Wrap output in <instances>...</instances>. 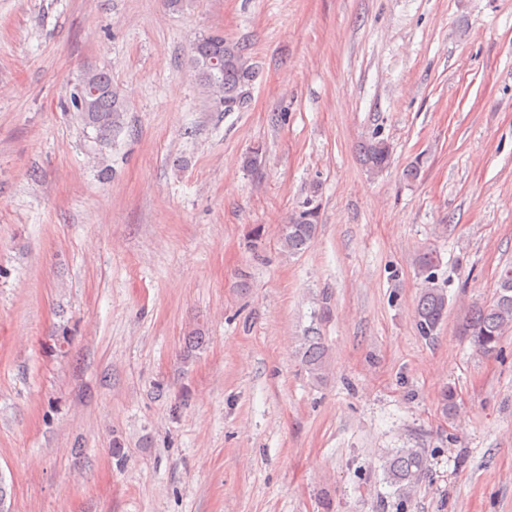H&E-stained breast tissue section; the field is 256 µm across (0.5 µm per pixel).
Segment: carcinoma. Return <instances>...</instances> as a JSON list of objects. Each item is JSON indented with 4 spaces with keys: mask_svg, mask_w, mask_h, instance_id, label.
Instances as JSON below:
<instances>
[{
    "mask_svg": "<svg viewBox=\"0 0 512 512\" xmlns=\"http://www.w3.org/2000/svg\"><path fill=\"white\" fill-rule=\"evenodd\" d=\"M191 66L202 92L215 112H236L247 107L256 78L255 66L249 63L242 49L219 33L197 38L191 50ZM70 103L75 119L95 133L102 143L109 142L124 125L125 98L112 83V74L106 70L84 71ZM390 147L382 139L363 146L364 164L374 173L388 164ZM318 234L317 213L313 208L291 214L282 225V248L296 254L305 251ZM439 266L437 254L427 251L420 255L418 270L422 278L416 307L417 329L425 336H434L440 330L448 311L447 293L435 283ZM508 287V298L496 296L487 304L473 306L460 327L461 335L484 353L497 351L504 333L512 329V266L499 273V287ZM298 354L303 368L314 379L324 375L327 352L320 333L314 330L303 336ZM427 461L418 448H401L389 455L383 464L387 482L403 491L424 474Z\"/></svg>",
    "mask_w": 512,
    "mask_h": 512,
    "instance_id": "cac0c4a2",
    "label": "carcinoma"
}]
</instances>
